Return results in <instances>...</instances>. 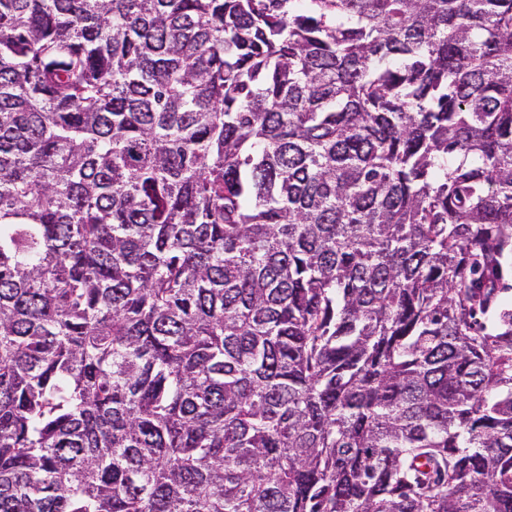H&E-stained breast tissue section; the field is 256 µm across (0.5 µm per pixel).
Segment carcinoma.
Segmentation results:
<instances>
[{
  "instance_id": "1",
  "label": "carcinoma",
  "mask_w": 512,
  "mask_h": 512,
  "mask_svg": "<svg viewBox=\"0 0 512 512\" xmlns=\"http://www.w3.org/2000/svg\"><path fill=\"white\" fill-rule=\"evenodd\" d=\"M512 0H0V512H512Z\"/></svg>"
}]
</instances>
